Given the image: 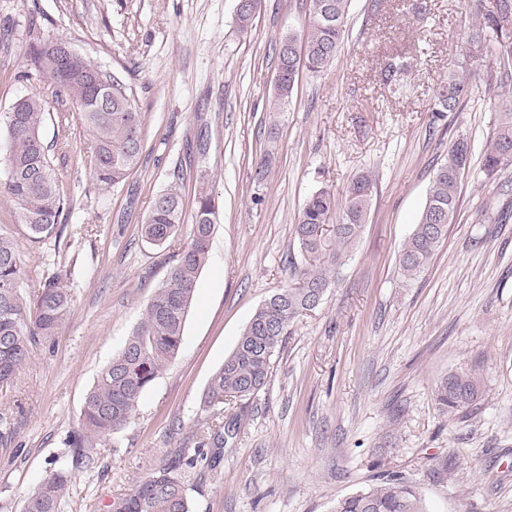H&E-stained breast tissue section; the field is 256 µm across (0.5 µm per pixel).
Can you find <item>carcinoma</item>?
<instances>
[{"label": "carcinoma", "instance_id": "1", "mask_svg": "<svg viewBox=\"0 0 512 512\" xmlns=\"http://www.w3.org/2000/svg\"><path fill=\"white\" fill-rule=\"evenodd\" d=\"M351 0H309L305 31L288 32L278 41L277 80L272 110L288 104L295 88L299 65L312 74L321 73L336 59L346 32ZM474 21L463 36L457 68L448 73L435 92L430 123L462 109L468 97L467 76L488 59V42L494 41L497 58L512 65L499 35L500 22L512 19V0H494L486 9L473 0ZM56 41L33 44L28 51L31 70L51 75L57 63ZM91 64L77 56L70 76L55 81V91L75 106L81 126L90 136V167L101 186L111 188L125 181L139 162L142 151L143 114L138 112L124 84L109 76L112 111L95 110L94 89L88 82ZM41 99L22 98L6 112L10 148L3 163L8 170L7 192L16 205L19 223L30 241L44 243L60 237L66 227L67 197L51 166L41 128ZM473 150L468 137L459 135L448 148L434 173L423 209L414 229L402 244L399 268L407 279L419 276L430 263L454 223L459 205L461 179L471 167ZM481 171L489 180L512 170V105L500 113L494 134L481 156ZM199 175L196 207L189 224V243L167 278L148 300L141 320L122 351L101 370L87 392L81 411L80 431L73 437L76 460L93 459L96 440L116 436L136 414L144 392L180 350L186 317L194 301L199 270L208 258L217 220L212 196ZM375 179L355 175L341 206L326 188L306 200L296 224V236L304 262L295 269V282L273 294L259 306L245 326L224 364L212 375L200 407L210 422L196 435L195 448H180L168 463L141 479L116 505L115 512H191L186 495L187 469L209 444L224 447V404L249 401L267 384L275 357L293 327L311 310L316 289H328L332 276L344 264L367 223ZM184 223L180 194L174 188L159 193L141 221V235L150 244L164 245ZM21 265L13 239L0 232V384L8 383L27 362L30 346L38 338L54 335L69 314L72 294L68 273L50 268L37 291L20 293ZM481 378L475 370L448 374L434 389L439 410L458 418L468 417L482 397ZM74 472L59 468L49 473L26 496L23 512H61L63 494ZM333 512H425L417 484L393 478L355 495L336 501Z\"/></svg>", "mask_w": 512, "mask_h": 512}]
</instances>
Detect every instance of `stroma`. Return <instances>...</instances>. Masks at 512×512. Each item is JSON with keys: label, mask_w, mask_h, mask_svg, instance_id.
Here are the masks:
<instances>
[{"label": "stroma", "mask_w": 512, "mask_h": 512, "mask_svg": "<svg viewBox=\"0 0 512 512\" xmlns=\"http://www.w3.org/2000/svg\"><path fill=\"white\" fill-rule=\"evenodd\" d=\"M308 0H262L239 32L236 0H0V156L3 118L19 98L45 101L42 138L71 203L57 243L31 244L0 165V232L16 242L22 291L48 266L71 273L70 312L0 386V512H23L53 469L74 470L62 512H109L207 417L200 397L256 308L293 279L295 235L310 194L342 195L360 172L376 179L367 223L321 304L289 336L266 388L225 406L236 428L217 460L189 469L192 512H331L336 499L387 479L414 481L427 512H512V172L485 180L480 156L512 80L475 72L465 106L431 122L439 84L470 26L469 0H352L333 64L300 72L284 111L270 101L278 38L307 24ZM63 40L133 93L144 115L140 160L103 188L87 162L72 103L32 75V43ZM408 63L398 90L383 81ZM465 135L474 159L455 223L416 279L399 250L434 169ZM217 223L178 355L145 391L117 437L77 467L68 440L84 397L119 353L188 241L142 240L154 197L178 186L192 217L199 173ZM477 370L483 397L460 420L433 391L448 373Z\"/></svg>", "instance_id": "1"}]
</instances>
